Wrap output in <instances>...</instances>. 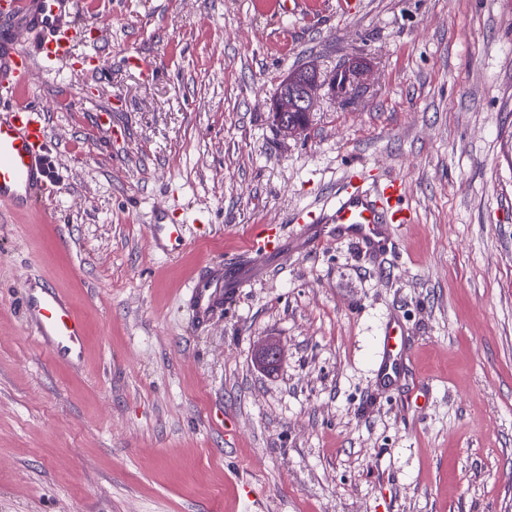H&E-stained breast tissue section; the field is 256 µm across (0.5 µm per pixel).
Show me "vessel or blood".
Instances as JSON below:
<instances>
[{
  "label": "vessel or blood",
  "instance_id": "1",
  "mask_svg": "<svg viewBox=\"0 0 512 512\" xmlns=\"http://www.w3.org/2000/svg\"><path fill=\"white\" fill-rule=\"evenodd\" d=\"M84 0H10L12 25L0 31V87L24 90L34 67L52 72L67 59L80 39L78 15ZM51 188L48 136L39 108L29 100H15L0 111V206L13 210L33 207ZM405 183L391 177L374 189L351 186L336 195L330 212H308L309 222L320 224L322 237L352 239L364 248L387 247L391 227L408 221ZM283 246L275 227L254 231L241 247L247 261L259 264ZM223 276L198 277L191 291L196 320L207 319L222 301ZM30 323L38 336L59 350H73L84 336L81 316L60 292L45 290L25 301ZM408 350L396 326H387L379 371L383 382L397 374Z\"/></svg>",
  "mask_w": 512,
  "mask_h": 512
}]
</instances>
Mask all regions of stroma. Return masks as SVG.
I'll return each instance as SVG.
<instances>
[{"instance_id": "35a3bbf8", "label": "stroma", "mask_w": 512, "mask_h": 512, "mask_svg": "<svg viewBox=\"0 0 512 512\" xmlns=\"http://www.w3.org/2000/svg\"><path fill=\"white\" fill-rule=\"evenodd\" d=\"M86 2L25 92L54 188L0 215V512H512V0ZM354 61L360 97L321 91L278 135L292 69ZM355 171L402 178L412 223L374 253L304 241ZM257 224L286 227L273 269L195 326L191 281ZM44 285L85 321L80 361L26 320ZM392 319L410 355L385 386ZM284 352L281 342L274 338H268L259 344L254 352L255 361L261 366L278 364Z\"/></svg>"}]
</instances>
